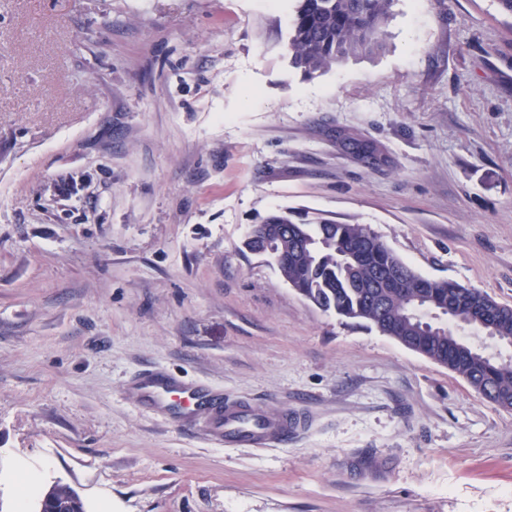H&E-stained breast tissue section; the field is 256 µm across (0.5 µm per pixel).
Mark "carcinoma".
Segmentation results:
<instances>
[{
  "instance_id": "obj_1",
  "label": "carcinoma",
  "mask_w": 512,
  "mask_h": 512,
  "mask_svg": "<svg viewBox=\"0 0 512 512\" xmlns=\"http://www.w3.org/2000/svg\"><path fill=\"white\" fill-rule=\"evenodd\" d=\"M285 52L289 65L313 76L351 55L372 53L393 17L395 0H294ZM275 243L277 260L267 259L300 296L325 312L359 320L382 334L409 343L416 352L464 378L478 393L512 398V367L494 361L455 335L433 327L419 303L448 310L470 324L469 289L451 280L423 277L361 224L330 219L296 224L286 211L266 216L258 235ZM53 507L85 512L79 495L67 485L52 486Z\"/></svg>"
}]
</instances>
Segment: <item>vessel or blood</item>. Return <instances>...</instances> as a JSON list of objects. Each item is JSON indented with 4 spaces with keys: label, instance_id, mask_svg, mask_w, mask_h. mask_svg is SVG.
Instances as JSON below:
<instances>
[{
    "label": "vessel or blood",
    "instance_id": "1",
    "mask_svg": "<svg viewBox=\"0 0 512 512\" xmlns=\"http://www.w3.org/2000/svg\"><path fill=\"white\" fill-rule=\"evenodd\" d=\"M133 389L140 402L179 421L203 417V432L215 444L265 448L287 439L296 420L287 410L244 400H225L211 385L157 370L139 375Z\"/></svg>",
    "mask_w": 512,
    "mask_h": 512
}]
</instances>
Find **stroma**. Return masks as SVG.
Instances as JSON below:
<instances>
[{
	"mask_svg": "<svg viewBox=\"0 0 512 512\" xmlns=\"http://www.w3.org/2000/svg\"><path fill=\"white\" fill-rule=\"evenodd\" d=\"M293 0H0V512H512V410L262 257L278 209L364 225L512 306V15L396 0L306 77ZM163 368L303 424L214 445L128 394ZM52 495V507L68 512H86L83 501L69 486L54 484L52 486Z\"/></svg>",
	"mask_w": 512,
	"mask_h": 512,
	"instance_id": "stroma-1",
	"label": "stroma"
}]
</instances>
